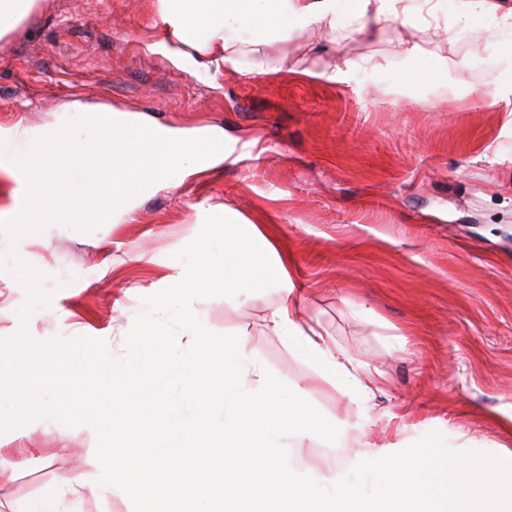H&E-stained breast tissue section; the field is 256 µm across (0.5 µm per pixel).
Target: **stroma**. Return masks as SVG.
Masks as SVG:
<instances>
[{
	"mask_svg": "<svg viewBox=\"0 0 512 512\" xmlns=\"http://www.w3.org/2000/svg\"><path fill=\"white\" fill-rule=\"evenodd\" d=\"M481 47L392 23L371 37L272 45L266 73L223 76L151 51L150 0H40L0 46V125L38 126L68 98L138 111L170 127L218 126L258 157L192 185L145 197L133 224H50L40 238L0 223V345L26 337L84 369L107 352L121 366L135 335L171 349L192 329L171 280L210 235L196 206L230 208L269 236L303 298L302 319L345 350L373 392L350 403L317 366L267 325L272 288L217 287L192 307L216 340L249 338L246 363L277 382L280 407L302 398L319 449L346 451L343 472L374 452L438 445L493 457L512 476V105L492 72L511 30L488 19ZM414 46L404 57L400 43ZM373 61L361 67V58ZM356 61L344 80L326 75ZM452 61V82L428 72ZM36 273L35 287L16 275ZM96 432L58 418L0 437L23 461L7 498L14 512L55 494L97 453ZM75 512H141L138 500L94 487Z\"/></svg>",
	"mask_w": 512,
	"mask_h": 512,
	"instance_id": "35a3bbf8",
	"label": "stroma"
}]
</instances>
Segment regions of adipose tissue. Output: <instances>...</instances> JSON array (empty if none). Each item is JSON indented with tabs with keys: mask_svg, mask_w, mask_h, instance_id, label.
<instances>
[{
	"mask_svg": "<svg viewBox=\"0 0 512 512\" xmlns=\"http://www.w3.org/2000/svg\"><path fill=\"white\" fill-rule=\"evenodd\" d=\"M153 2L161 30L157 47L164 57L174 63L206 58L228 75L263 73V62L247 60L245 46L256 49L313 29L332 32L342 24L364 35L393 22L419 20L449 38L473 41L482 31L471 16L512 27V5L502 0H463L458 25L451 29L440 25L448 0H355L346 18L339 0ZM61 109L80 116V129L59 123L0 126V171L16 178L21 201L10 221L28 236L47 224L133 222L142 199L203 177L236 149L219 129L191 135L80 98ZM227 223L229 232L196 251L179 283L186 303L182 315L194 336L180 356L192 416L167 409L169 364L157 344L133 339L118 368L100 355L93 370L70 376L54 395L49 391L56 379L53 359L33 354L21 342L0 349V431L20 420L34 425L66 415L82 426H97L105 444L89 462L91 474L66 480L67 494L80 495L93 478L108 490L142 498L144 512H176V504L202 480L210 496L204 512H248L258 475L275 478L288 496V512H512V480L483 484L482 475L496 466L484 457L451 459L435 450L367 456L358 468L373 485L369 494L335 472L301 461L311 431L300 400H289L283 412L267 410L276 383L260 368L245 369L239 345L215 342L189 309L195 295L217 286L279 282L283 296L268 316L273 329L351 401L365 403L370 390L344 352L331 348L313 325L297 321L293 285L274 245L241 215ZM284 424L291 434L286 448L277 435ZM223 447L246 455L235 478L203 469L209 449Z\"/></svg>",
	"mask_w": 512,
	"mask_h": 512,
	"instance_id": "1",
	"label": "adipose tissue"
}]
</instances>
